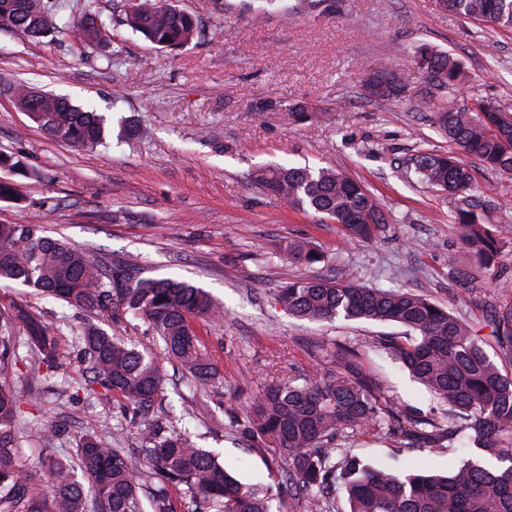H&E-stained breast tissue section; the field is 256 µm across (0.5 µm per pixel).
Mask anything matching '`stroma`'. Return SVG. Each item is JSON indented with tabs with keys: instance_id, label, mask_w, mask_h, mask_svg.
Returning a JSON list of instances; mask_svg holds the SVG:
<instances>
[{
	"instance_id": "1",
	"label": "stroma",
	"mask_w": 512,
	"mask_h": 512,
	"mask_svg": "<svg viewBox=\"0 0 512 512\" xmlns=\"http://www.w3.org/2000/svg\"><path fill=\"white\" fill-rule=\"evenodd\" d=\"M59 18L80 21L92 10L108 25L106 42L88 47L75 31L33 38L0 28V152L24 171L0 167L14 195L0 199V224L40 225L106 258L133 257L142 278H174L206 290L224 319L194 325L201 349L217 369L199 384L165 359L162 343L141 318L120 321L0 282V310L26 306L53 327L62 353L49 372L33 374L23 338L0 384L18 391L24 417L16 427L21 461L41 468L43 452L64 455L88 424L103 421L116 448L133 451L146 423L187 433L220 453L244 484L271 486L274 512H304L305 497L289 491L280 449L244 438L250 401L269 385L335 372L319 347L337 340L358 348L365 373L395 401L433 415L429 392L400 363L374 347L401 326L338 319L310 322L276 303L278 288L305 278H334L375 288L409 289L450 308L485 338L489 354L512 371V355L491 338L490 311L512 283V172L490 171L465 157L474 175L481 222L505 245L483 267L459 240L451 221L455 201L417 183L410 160L418 149L448 152L432 122L428 83L415 68L418 47L446 51L466 72L451 104L475 97L512 108V31L464 18L437 0H329L310 11L281 0L260 11L259 0H179L194 13L199 35L174 50L156 48L123 25L129 0H59ZM411 75L400 98H371L373 72ZM25 85L103 115L112 128L130 124L139 138H108L77 149L47 136L15 105L10 89ZM267 164L332 168L368 186L386 222L370 241L347 239L334 221L298 211L252 180ZM311 243L325 262L289 265L279 251ZM162 358L166 383L148 412L87 383L76 334L85 322ZM66 430L43 443V420ZM343 447L376 467L400 462L419 468L452 466V448L434 454L398 450L392 437L354 434Z\"/></svg>"
}]
</instances>
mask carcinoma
Here are the masks:
<instances>
[{
  "mask_svg": "<svg viewBox=\"0 0 512 512\" xmlns=\"http://www.w3.org/2000/svg\"><path fill=\"white\" fill-rule=\"evenodd\" d=\"M440 5L470 19L512 31V0H440ZM20 0H0V27L32 37L49 31L32 28ZM123 24L160 49H175L193 40L195 17L175 0H139ZM79 39L98 45L108 27L95 15L77 24ZM416 61L427 62L431 86L455 91L464 80L461 63L443 52L421 46ZM368 95L391 99L408 91L403 72L373 73ZM17 107L32 106L29 118L50 137L74 146L94 147L108 135L106 120L95 111L33 90L16 89ZM435 123L453 150L419 152L413 167L426 185L459 197L454 224L460 239L488 265L501 242L473 211V177L459 155L477 157L484 167L512 172V117L502 107L475 98L463 109L433 104ZM252 180L283 199L289 207L312 210L344 227L358 241L372 239L385 223L374 194L361 182L330 168L265 165ZM290 263H316L323 256L305 243H292L284 254ZM134 262L95 258L64 239L42 233L37 224H0V280L13 281L92 313H132L145 319L164 344L168 359L198 380L216 376L204 356L193 326L198 317L220 319L223 310L202 288L174 279H137ZM276 302L289 314L310 321L389 322L409 336L382 338L378 345L408 370L431 396L447 407L448 421L438 423L395 405L382 386L363 373L355 351L336 345L322 348L344 373L334 379L291 382L265 389L249 408L252 436L266 438L288 457L289 486L305 492L310 512H333L342 491V512H512V374L502 371L472 327L448 309L406 290L382 289L316 279L293 281L279 289ZM495 343L512 353V300L490 315ZM24 330L34 353L33 371L58 366L59 343L51 327L22 304L0 313V362L16 328ZM79 343L89 361V383L136 409L151 406L165 368L158 358L104 328L88 323ZM21 401L0 386V512H175L169 488L180 487L190 512H271L269 490L247 486L219 457L190 439L148 426L133 457L108 443L93 426L76 441L71 460L46 456L47 487L18 460L17 422ZM384 433L409 448L457 446V463L447 470L419 472L413 467L376 468L335 441L348 433Z\"/></svg>",
  "mask_w": 512,
  "mask_h": 512,
  "instance_id": "1",
  "label": "carcinoma"
}]
</instances>
